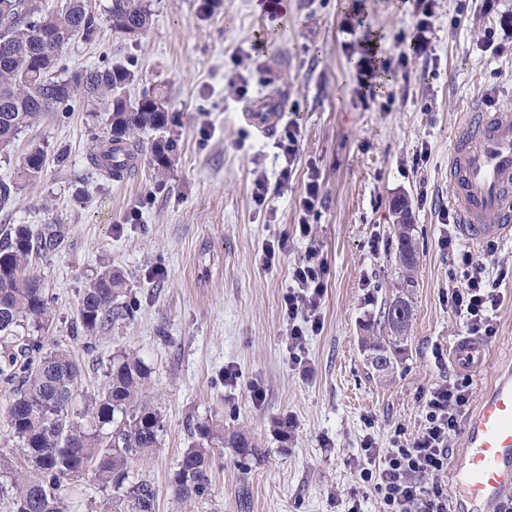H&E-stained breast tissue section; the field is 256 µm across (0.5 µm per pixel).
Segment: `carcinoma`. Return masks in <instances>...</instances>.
I'll use <instances>...</instances> for the list:
<instances>
[{
    "mask_svg": "<svg viewBox=\"0 0 512 512\" xmlns=\"http://www.w3.org/2000/svg\"><path fill=\"white\" fill-rule=\"evenodd\" d=\"M112 30L134 26L146 30L151 13L144 0H111L107 10ZM98 20L85 0H67L65 8L47 12L42 0H0V147L8 150L48 112L61 117L87 107L107 114V137L89 154V163L109 178H124L135 170L129 160L139 150V133L167 125L168 103L152 89L138 99L128 97L135 79L133 64L112 60L68 74L63 50L75 41L95 40ZM177 144L167 139L153 148L154 191L165 188V175ZM47 151L35 145L25 155L20 177L40 178ZM65 241L59 224L33 230L18 224L0 238V378L13 387L7 407L9 427L21 442L22 459L14 465L0 456V495L10 499L11 512H64V482L91 471L110 491L108 512H154L156 492L130 479L132 463L153 454L161 444L163 418L148 395L150 371L135 354L112 360L106 380L92 407L72 410L79 373L72 355L56 349L42 352L30 331L45 328L49 300L35 257H47ZM397 253L408 272L418 262V248L409 224L399 225ZM125 288L117 271L105 270L86 282L79 297L74 334L90 343L103 324L132 306L115 301ZM414 316L410 290L404 288L383 312L387 335L365 346L376 370H386L403 358L407 331ZM112 431H105L106 426ZM193 442L177 462L171 483L175 501L202 498L211 489L212 453L235 448L242 456L256 453L252 442L236 431H224V421L196 424Z\"/></svg>",
    "mask_w": 512,
    "mask_h": 512,
    "instance_id": "1",
    "label": "carcinoma"
}]
</instances>
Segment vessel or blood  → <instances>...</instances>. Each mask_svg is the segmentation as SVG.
Returning a JSON list of instances; mask_svg holds the SVG:
<instances>
[{
    "label": "vessel or blood",
    "mask_w": 512,
    "mask_h": 512,
    "mask_svg": "<svg viewBox=\"0 0 512 512\" xmlns=\"http://www.w3.org/2000/svg\"><path fill=\"white\" fill-rule=\"evenodd\" d=\"M285 105L255 100L251 119L270 133ZM449 200L463 236L472 243L512 237V113H463L448 159ZM487 347L473 336L450 347L453 365L481 369ZM453 512H493L512 500V373L498 374L479 405L464 421L461 446L451 460Z\"/></svg>",
    "instance_id": "b4317fda"
}]
</instances>
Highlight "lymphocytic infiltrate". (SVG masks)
<instances>
[{
  "label": "lymphocytic infiltrate",
  "instance_id": "f902f5d3",
  "mask_svg": "<svg viewBox=\"0 0 512 512\" xmlns=\"http://www.w3.org/2000/svg\"><path fill=\"white\" fill-rule=\"evenodd\" d=\"M444 249L457 252L463 278L448 291V305L466 318L472 336L495 334L493 314L500 305L496 282L471 253L459 248L456 236L441 241ZM329 269L318 248H309L306 258L291 272L292 286L283 301L292 343H301L306 328H319L320 308L328 285ZM469 377L462 376L436 386L423 407L424 425L412 440H393L385 455H378L373 440L363 444L365 462L357 469L360 480L373 486L379 512H452L448 491L439 477L448 469V443L459 426V417L469 401Z\"/></svg>",
  "mask_w": 512,
  "mask_h": 512
}]
</instances>
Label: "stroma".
I'll list each match as a JSON object with an SVG mask.
<instances>
[{
	"instance_id": "35a3bbf8",
	"label": "stroma",
	"mask_w": 512,
	"mask_h": 512,
	"mask_svg": "<svg viewBox=\"0 0 512 512\" xmlns=\"http://www.w3.org/2000/svg\"><path fill=\"white\" fill-rule=\"evenodd\" d=\"M147 3L151 24L131 40L104 23L110 0H88L101 19L97 38L65 51L73 70L132 58L131 96L152 87L167 95L166 129L139 135L137 173L116 182L89 169L93 139L108 129L101 112L64 121L47 113L0 159V181L11 182L32 145L69 156L64 166L47 162L0 211V225L64 227V247L36 261L52 310L43 349L70 350L78 362V409L113 356L134 352L149 367L164 433L134 473L156 490L155 512H348L355 501L379 512L374 490L357 479L362 441L373 438L383 453L395 436L415 437L431 390L458 375L449 358L434 356L467 332L464 315L448 305L461 269L439 246L448 231L439 213L452 193L459 115L472 106L512 110V0H435L424 54L408 50L420 0H280L274 15L264 0ZM367 32L380 36L393 71L373 99L356 91ZM269 33L275 47L252 51ZM261 96L286 104L283 118L298 123L301 144L295 173L263 208L252 198V173L277 179L283 159L277 136L248 117ZM168 138L178 149L165 189L153 195V146ZM312 168L323 203L306 240L293 226ZM401 201L419 252L414 318L405 357L382 375L364 342L404 284L394 226ZM277 242L278 261L264 267L263 247ZM312 244L329 265L323 327L307 333L297 356L282 302ZM471 253L498 279L501 305L486 363L471 375L470 411L496 373L512 368V238ZM106 265L122 271L124 299L136 308L103 326L89 351L72 327L85 282ZM229 368L236 379H225ZM217 418L259 454L242 461L224 449L209 496L177 504L171 478L191 444L188 426ZM66 488V512H98L106 497L90 474Z\"/></svg>"
}]
</instances>
